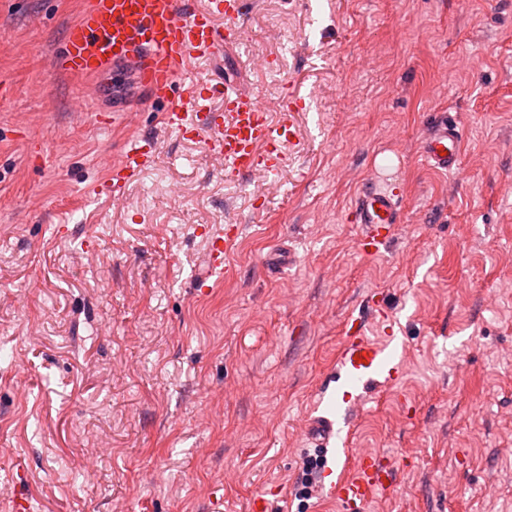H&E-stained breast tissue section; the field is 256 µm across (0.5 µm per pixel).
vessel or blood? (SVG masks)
Returning <instances> with one entry per match:
<instances>
[{"instance_id":"vessel-or-blood-1","label":"vessel or blood","mask_w":512,"mask_h":512,"mask_svg":"<svg viewBox=\"0 0 512 512\" xmlns=\"http://www.w3.org/2000/svg\"><path fill=\"white\" fill-rule=\"evenodd\" d=\"M243 5L244 0H86L78 21L65 34L56 66L91 77L132 64L151 104L163 106L165 128L180 135L208 132L211 149L223 158L227 176L273 172L282 162L281 139L293 133L287 119L272 121L259 94L193 75L194 67L215 57L224 44L240 40L236 21ZM461 141L456 122L439 118L421 140V157L433 169L454 172L459 168ZM154 162L150 138L129 140L110 167L112 199L122 200L127 185ZM353 214L361 226V253L375 257L393 241L402 221L401 201L389 184L371 181L359 192ZM203 234L212 272H226L224 259L237 228H207ZM394 341L388 335L383 342H373L365 336L361 320L352 321L337 360L339 374L350 381L367 383L380 377L397 383L404 358ZM351 429L347 414L339 421L320 416L310 424L312 442L319 447L336 443L338 456L350 458L352 470L349 477L336 479L332 468H324L315 492L336 497L342 512H368L373 501L392 493L396 474L377 454L351 455Z\"/></svg>"}]
</instances>
